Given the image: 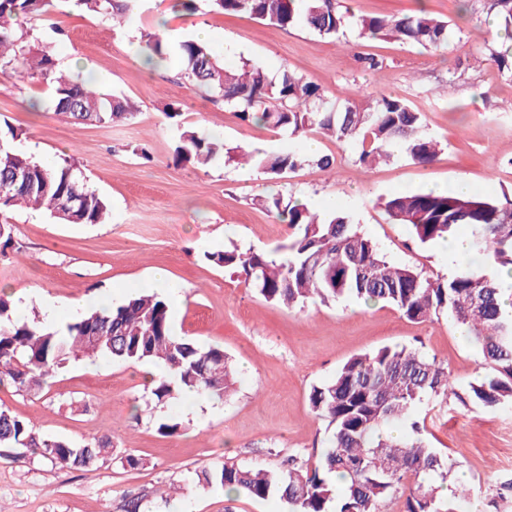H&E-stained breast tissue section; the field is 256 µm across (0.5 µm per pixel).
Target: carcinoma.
<instances>
[{
  "instance_id": "1",
  "label": "carcinoma",
  "mask_w": 512,
  "mask_h": 512,
  "mask_svg": "<svg viewBox=\"0 0 512 512\" xmlns=\"http://www.w3.org/2000/svg\"><path fill=\"white\" fill-rule=\"evenodd\" d=\"M56 0H0V76L27 77L46 85L55 114L76 124L118 125L135 118L130 99L103 94L79 77L57 69L48 47L35 49L18 19L50 21ZM222 13L247 14L283 28L301 25L320 36H335L351 21L336 0H209ZM85 13L123 25L133 19L140 0H76ZM499 25L512 35V0H493ZM353 23L362 38L389 36L425 50L448 45V24L424 10L404 16L360 18ZM148 59L173 61L187 81L210 100L235 110L244 122L268 126L278 134L318 133L358 146V161L371 166L403 153L427 164L437 142L423 128L421 113L398 97L382 95L370 110L330 97L317 85L283 70L276 78L248 62L228 68L210 46L194 39L177 43L157 33L144 35ZM500 69L512 73V44L491 52ZM218 144L184 130L175 149L178 163L206 167ZM308 161L333 168L331 157L290 152L257 158L264 172L284 177ZM0 183L13 184L0 197V215L11 210H41L61 224H104V199L77 173L70 159L37 161L27 152L0 145ZM292 229L289 244L272 251L212 252L206 259L244 276L267 301L289 308L309 301L354 297L364 304L388 303L407 319L423 321L446 312L481 349L494 371L478 376L464 394L454 391L448 367L413 347H383L347 360L327 383L312 386V412L331 429L329 446L313 465L290 458L276 470L224 462L195 473L196 484L243 493L254 499L277 497L287 512H386L382 504L401 500L400 512H461L469 489L454 487L448 499L436 483L452 472L448 459L430 448L420 427L394 436L417 404L443 403L497 408L512 404V293L502 280L484 272L494 266L512 273V199L489 200L470 194L433 191L394 195L383 207L394 224L407 226L421 244L468 232L470 267L446 280L391 262L380 246L336 211L320 217L302 203L263 200ZM103 357L115 361L155 362L168 374L153 380L151 394L165 403L182 393L223 397L234 387L233 372L220 347L202 349L172 334L169 307L159 293L129 296L112 310L82 314L59 330L10 318L9 301L0 297V385L35 394L72 360ZM0 447L22 448L53 467L84 469L112 454L107 436L91 441L46 438L29 421L0 407ZM413 484H405L407 479Z\"/></svg>"
}]
</instances>
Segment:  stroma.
Listing matches in <instances>:
<instances>
[{"instance_id": "35a3bbf8", "label": "stroma", "mask_w": 512, "mask_h": 512, "mask_svg": "<svg viewBox=\"0 0 512 512\" xmlns=\"http://www.w3.org/2000/svg\"><path fill=\"white\" fill-rule=\"evenodd\" d=\"M180 2L143 0L140 18L122 28L64 6L33 32L32 44L50 47L61 69L81 63L82 74L98 86L136 101L139 112L127 123H66L54 115L44 85L0 76V125L19 132L16 147L43 163L72 158L110 209L108 223L81 225L7 212L11 240L0 248V296L9 300L12 319L39 322L42 300L91 309L97 296L148 290L153 272L165 270L181 296L169 311L174 335L223 348L236 369L235 389L224 400L180 397L155 406L148 365L107 359L67 364L36 395L0 386V407L44 436L112 440L110 457L79 471L0 448V512H123L131 497L140 498L141 512H178L186 501L196 512H286L278 500L229 495L190 478L217 462L267 469L291 456L315 462L329 431L312 413L309 391L354 355L421 347L447 365L457 393L484 371L479 347L446 315L417 322L392 305L349 297L290 309L266 301L207 255L288 244L287 223L275 219L262 198L280 195L312 208L333 196L389 260L434 279L453 275L437 245L415 242L405 226L388 219L381 201L432 185L448 192L458 179L478 196H512V75L489 59L507 40L490 0H337L348 16L434 13L450 27L448 45L438 51L389 37L362 40L350 28L336 39L320 37L301 26L214 13L208 0H196L189 16ZM160 30L173 41L207 32L226 66L245 59L273 76L286 68L364 108L383 95L406 99L437 141V156L428 164L395 157L365 167L350 146L320 135L317 152L334 159V170L306 163L275 179L255 163H237L239 146L271 155L303 151L304 141L242 123L180 79L174 66L146 65L142 36ZM358 52L376 55L382 69L363 70ZM171 109L180 114L179 128L165 117ZM183 129L223 139L224 159L205 169L175 163ZM419 414L428 445L452 460L471 502L483 506L500 494L503 512H512V492L502 489L512 479V406L465 407L455 397L421 406ZM159 416L178 422L177 432L159 433ZM128 454L141 458V466L129 468Z\"/></svg>"}]
</instances>
